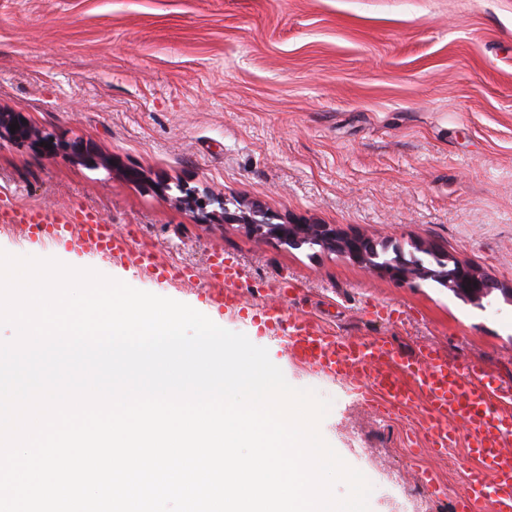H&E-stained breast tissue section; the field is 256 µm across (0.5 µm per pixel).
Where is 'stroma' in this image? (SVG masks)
<instances>
[{
	"mask_svg": "<svg viewBox=\"0 0 512 512\" xmlns=\"http://www.w3.org/2000/svg\"><path fill=\"white\" fill-rule=\"evenodd\" d=\"M0 110L93 141L146 177L0 140V199L96 210L195 277L146 279L1 227L0 251L96 270L245 334L290 385L330 400L320 433L371 483L370 512H454L472 465L464 445L435 454L421 408L380 416L292 362L283 335L258 336L200 293L221 250L244 269L247 302L343 336L431 345L511 387L512 305L483 309L316 245L205 223L152 185L257 201L275 222L337 224L407 252L434 243L512 287V0H0ZM425 472L446 495L418 496Z\"/></svg>",
	"mask_w": 512,
	"mask_h": 512,
	"instance_id": "35a3bbf8",
	"label": "stroma"
}]
</instances>
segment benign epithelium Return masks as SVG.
Listing matches in <instances>:
<instances>
[{
  "label": "benign epithelium",
  "mask_w": 512,
  "mask_h": 512,
  "mask_svg": "<svg viewBox=\"0 0 512 512\" xmlns=\"http://www.w3.org/2000/svg\"><path fill=\"white\" fill-rule=\"evenodd\" d=\"M15 131H10L11 125ZM0 139H8L19 146L31 145L48 156H63L69 160L84 162L92 167L102 166L110 170L114 166L113 158L100 152L98 146L89 140H65L53 132L40 130L26 121L20 112L0 111ZM179 195L172 197L175 205L193 213H205L204 222L217 220L223 224H243L261 236L276 238L290 246H302L313 243L332 251H338L353 261L366 266L371 273L388 275L398 280L416 278L421 270V261L415 256H406L401 252L387 263L380 265L371 262L378 256L376 241L360 234L351 233L336 224H320L306 219H293L287 224H275L258 202H251L237 212L227 207L224 199L201 196L196 191L178 185ZM217 205L218 209L207 211V206ZM449 285L461 295L487 296L499 287L497 281L487 273L468 266L458 265L448 274Z\"/></svg>",
  "instance_id": "7a95c632"
}]
</instances>
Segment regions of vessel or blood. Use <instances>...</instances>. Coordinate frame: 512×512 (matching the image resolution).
Returning <instances> with one entry per match:
<instances>
[{
	"label": "vessel or blood",
	"mask_w": 512,
	"mask_h": 512,
	"mask_svg": "<svg viewBox=\"0 0 512 512\" xmlns=\"http://www.w3.org/2000/svg\"><path fill=\"white\" fill-rule=\"evenodd\" d=\"M0 224L19 229L28 240L44 246L66 247L79 239L88 250L146 278L192 276L189 269L176 273L159 264L148 247L113 235L111 225L93 210L52 214L40 207L4 204ZM240 279L234 261L214 254L206 300L245 313L259 333L284 332L290 359L317 376L343 383L358 401L377 404L383 415L422 406L428 417V443L435 453L456 444L453 424L463 422L469 435L467 454L477 468L466 476L458 512H512V389L481 366H459L431 346L408 351L385 336H339L310 317L288 316L269 305L248 308L236 287Z\"/></svg>",
	"instance_id": "vessel-or-blood-1"
}]
</instances>
